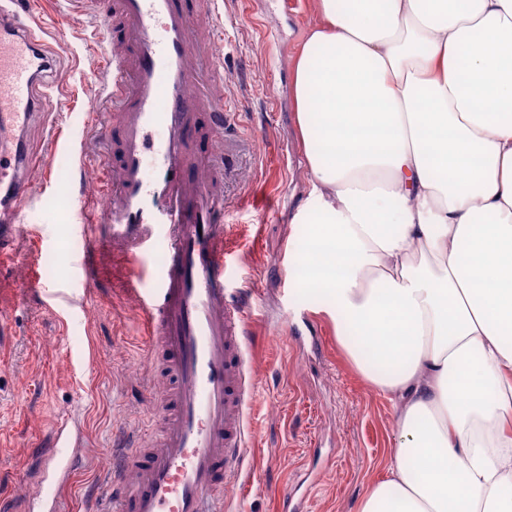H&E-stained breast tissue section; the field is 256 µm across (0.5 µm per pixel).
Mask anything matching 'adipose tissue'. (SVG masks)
Instances as JSON below:
<instances>
[{"label": "adipose tissue", "instance_id": "obj_1", "mask_svg": "<svg viewBox=\"0 0 512 512\" xmlns=\"http://www.w3.org/2000/svg\"><path fill=\"white\" fill-rule=\"evenodd\" d=\"M299 252L396 412L357 512H512V0H316Z\"/></svg>", "mask_w": 512, "mask_h": 512}]
</instances>
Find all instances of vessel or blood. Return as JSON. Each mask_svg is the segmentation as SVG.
Instances as JSON below:
<instances>
[{
	"instance_id": "obj_1",
	"label": "vessel or blood",
	"mask_w": 512,
	"mask_h": 512,
	"mask_svg": "<svg viewBox=\"0 0 512 512\" xmlns=\"http://www.w3.org/2000/svg\"><path fill=\"white\" fill-rule=\"evenodd\" d=\"M82 2L124 47L115 56L104 39L95 43L107 77L100 98L112 114L104 137L116 139L118 157L103 162L109 203L92 218L105 236L87 238L86 252L109 248L136 261L167 244L153 284L135 279L127 290L148 324L149 365L166 378L165 391H143L161 428L114 451L95 512H224L223 488L250 446L252 377L245 307L226 286L231 234L221 222L234 202L243 106L225 105L216 30L199 21L214 0H198L194 13L187 0ZM36 7L0 0V188L10 198L0 207L1 259L15 254L32 195L27 173L41 163L25 137L42 77ZM203 134L223 140V157L199 151ZM83 438L77 421L54 426L43 473L50 487L69 478Z\"/></svg>"
}]
</instances>
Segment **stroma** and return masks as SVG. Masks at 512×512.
<instances>
[{
    "mask_svg": "<svg viewBox=\"0 0 512 512\" xmlns=\"http://www.w3.org/2000/svg\"><path fill=\"white\" fill-rule=\"evenodd\" d=\"M42 48L52 69L39 102L48 123L27 131L44 157L29 179L13 261L0 266V306L10 321L0 335V489L13 512L42 489V460L32 445L65 416L79 418L78 468L57 493L58 512H86L104 490L115 435L137 439L156 424L140 396L149 379L143 321L121 287L122 260L104 255L93 280L79 265L85 217L106 196L98 130L89 117L103 79L90 36L98 16L74 0H40ZM214 59L224 94L245 106L244 134L224 214L235 250L225 275L245 288L252 444L245 472L224 488L229 512H280L292 491L306 512H355L384 479L395 444V407L351 363L326 300L298 287L294 254L305 225L293 218L309 192L306 152L291 95L293 63L320 18L315 0H217ZM68 165L72 205H59L58 169Z\"/></svg>",
    "mask_w": 512,
    "mask_h": 512,
    "instance_id": "obj_1",
    "label": "stroma"
}]
</instances>
